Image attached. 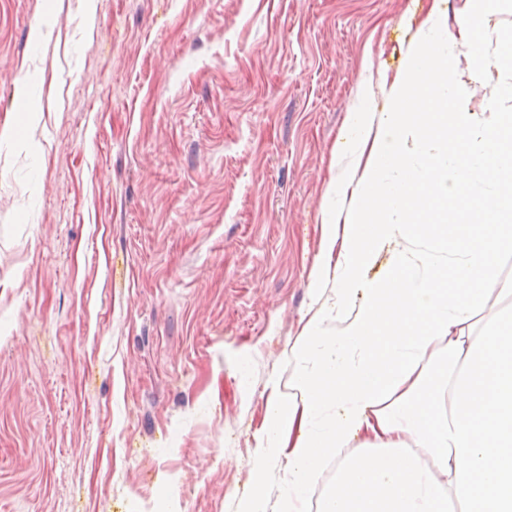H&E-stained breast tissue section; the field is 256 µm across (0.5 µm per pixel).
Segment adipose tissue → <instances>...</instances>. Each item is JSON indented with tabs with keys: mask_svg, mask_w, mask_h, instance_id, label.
<instances>
[{
	"mask_svg": "<svg viewBox=\"0 0 512 512\" xmlns=\"http://www.w3.org/2000/svg\"><path fill=\"white\" fill-rule=\"evenodd\" d=\"M455 46L429 24L389 89L364 187L325 238L318 276L337 260L335 294L291 349L296 395L271 400L237 512H270L275 470L277 512L315 491L318 512H448L453 498L512 512V311L475 329L493 292L512 296L494 274L512 243V113L487 124L468 110ZM452 210L468 224L449 223ZM392 243L396 261L365 278Z\"/></svg>",
	"mask_w": 512,
	"mask_h": 512,
	"instance_id": "obj_1",
	"label": "adipose tissue"
}]
</instances>
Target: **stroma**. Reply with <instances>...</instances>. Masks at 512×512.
<instances>
[{"mask_svg":"<svg viewBox=\"0 0 512 512\" xmlns=\"http://www.w3.org/2000/svg\"><path fill=\"white\" fill-rule=\"evenodd\" d=\"M85 2L0 0V512H235L380 132L346 117L472 2ZM511 39L456 49L488 122ZM336 248V231H329L325 238L323 255L324 264L318 268V276L313 280V288H310L313 295L319 294L322 281L329 276V266L333 259V251Z\"/></svg>","mask_w":512,"mask_h":512,"instance_id":"obj_1","label":"stroma"}]
</instances>
